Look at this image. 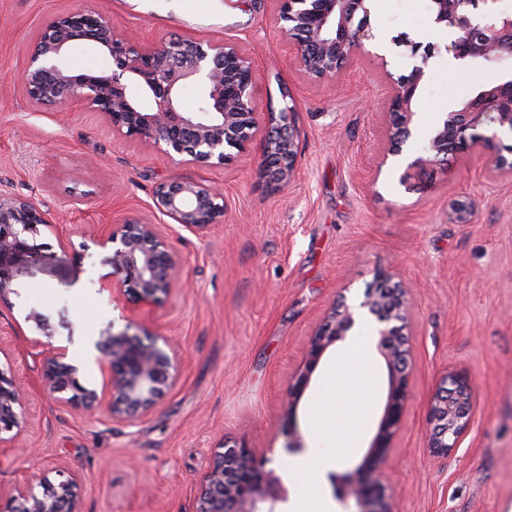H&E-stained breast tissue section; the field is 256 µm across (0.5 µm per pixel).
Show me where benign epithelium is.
I'll return each mask as SVG.
<instances>
[{
	"label": "benign epithelium",
	"mask_w": 512,
	"mask_h": 512,
	"mask_svg": "<svg viewBox=\"0 0 512 512\" xmlns=\"http://www.w3.org/2000/svg\"><path fill=\"white\" fill-rule=\"evenodd\" d=\"M275 20L294 50L296 64L314 82L334 78L372 39L369 0H278ZM433 22L455 38L445 46L458 60L500 61L512 57V9L501 0H430ZM76 40L93 43L112 58L110 73H77L67 63ZM423 69L390 86L386 100L388 149L383 161L402 154L416 116ZM21 84L29 101L40 107L83 106L101 114L112 130L131 141L153 145L177 164L223 167L258 150L261 172L275 190L293 179L299 149L298 106L279 111L255 110V63L230 41L191 38L140 41L117 33L96 11L77 9L49 20L41 29ZM196 87L203 100L197 112L181 108L182 91ZM153 102L145 111L139 98ZM489 126L512 131V77L477 86L456 103L434 131L424 153L410 162L400 182L410 185L434 178L448 156L481 149L492 177L512 174V145L503 147ZM155 210L182 229L202 233L224 214V196L201 181L173 178L153 196ZM59 230L50 213L29 200L0 196V301L13 291L15 278L42 258L41 230ZM100 245L122 278L112 283V297L152 305L167 298L178 283L180 259L170 250L158 225L136 216L101 232ZM381 268L356 308L346 299L325 313L309 345L304 369L284 393L292 415L326 349L352 335L363 312L379 324L376 347L388 374V395L376 433L362 463L338 493L342 512H394L390 494L374 477L382 467L406 409L412 350L407 340L412 303L405 288L391 283ZM96 363L108 372L102 391L78 382V367L66 348L57 347L41 365L44 395L87 413L105 410L114 422L132 423L151 412L180 376L181 354L162 335L131 334L124 329L94 343ZM26 392L0 370L1 433L26 424ZM473 404V382L463 369L447 372L428 407L433 426L431 447L446 454L466 436ZM79 477L57 483L16 482L9 505L0 512H80ZM287 498L279 479L263 468L242 443H224L198 482L196 512H277Z\"/></svg>",
	"instance_id": "benign-epithelium-1"
}]
</instances>
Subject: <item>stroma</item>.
Masks as SVG:
<instances>
[{"instance_id":"obj_1","label":"stroma","mask_w":512,"mask_h":512,"mask_svg":"<svg viewBox=\"0 0 512 512\" xmlns=\"http://www.w3.org/2000/svg\"><path fill=\"white\" fill-rule=\"evenodd\" d=\"M78 8L144 41L237 43L256 64L258 111L279 108L289 87L301 138L288 187L267 189L254 154L224 167L182 166L113 132L98 113L31 105L20 82L29 49L50 18ZM278 8V0H0V195L29 198L60 226L43 232L41 261L0 303V370L25 387L30 420L0 449L1 502L19 480L76 473L82 512H193L198 480L228 440L245 443L283 480L281 512H293L296 499L306 512H339L330 480L294 482L285 464L350 439L354 451L338 470L354 471L385 403V361L374 358L369 405L322 402L325 430L311 425L312 403L343 343L327 348L294 416L282 398L324 314L340 298L362 299L382 268L412 296L414 367L379 481L396 512H512V177H489L477 149L449 158L421 190L380 164L391 82L424 69L406 146L418 155L445 113L475 84L512 72V61L412 56L396 37L450 41L433 25L429 0H371L372 40L335 80L316 83L294 68L272 24ZM175 177L222 190L218 224L196 234L155 212L156 187ZM461 203L472 208L466 224L452 219ZM132 215L163 225L181 260L176 290L158 304L112 298L100 234ZM129 324L173 338L183 357L177 384L151 413L126 425L43 395L40 366L58 346L81 385L102 388L106 376L86 354ZM452 368L470 373L475 403L460 447L439 455L427 409Z\"/></svg>"}]
</instances>
